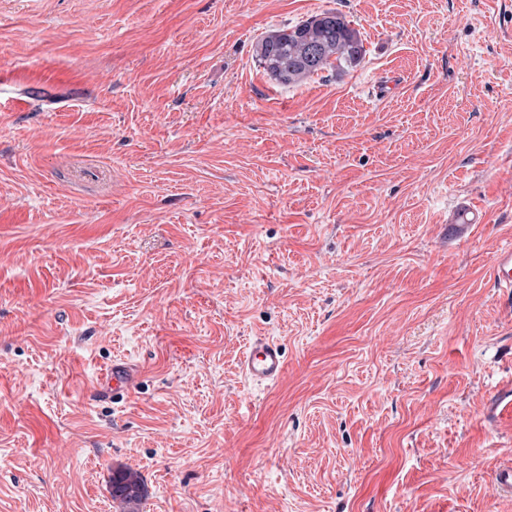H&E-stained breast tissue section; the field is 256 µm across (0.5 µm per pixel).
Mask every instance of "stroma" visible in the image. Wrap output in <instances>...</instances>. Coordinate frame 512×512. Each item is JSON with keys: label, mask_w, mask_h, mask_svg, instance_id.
I'll list each match as a JSON object with an SVG mask.
<instances>
[{"label": "stroma", "mask_w": 512, "mask_h": 512, "mask_svg": "<svg viewBox=\"0 0 512 512\" xmlns=\"http://www.w3.org/2000/svg\"><path fill=\"white\" fill-rule=\"evenodd\" d=\"M329 9L362 60L269 80ZM507 244L512 0H0V512H512ZM491 279L499 288H507L512 293V246L504 245L493 252L489 267ZM242 366L246 378L254 385L278 382L285 371L281 346L267 336H256L244 354ZM133 369L125 362H113L107 389L112 390V397L121 396L131 388ZM143 497V485L137 472L130 469L117 470L112 475V500L121 512H137Z\"/></svg>", "instance_id": "obj_1"}]
</instances>
